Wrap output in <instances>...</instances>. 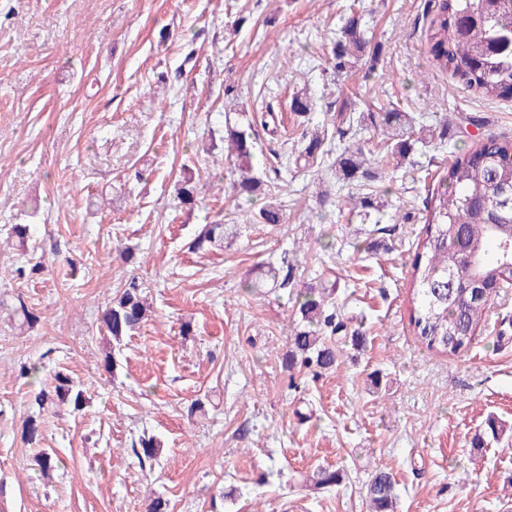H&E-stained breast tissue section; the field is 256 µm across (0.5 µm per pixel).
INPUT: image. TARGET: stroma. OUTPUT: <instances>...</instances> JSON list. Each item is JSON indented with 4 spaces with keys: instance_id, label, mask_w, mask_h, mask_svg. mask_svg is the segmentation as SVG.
Segmentation results:
<instances>
[{
    "instance_id": "1",
    "label": "stroma",
    "mask_w": 512,
    "mask_h": 512,
    "mask_svg": "<svg viewBox=\"0 0 512 512\" xmlns=\"http://www.w3.org/2000/svg\"><path fill=\"white\" fill-rule=\"evenodd\" d=\"M352 7L380 45L366 77L331 66ZM430 18L429 0H0V512H145L157 494L173 512H368L378 469L397 481L396 512H512V288L456 355L421 347L408 321L423 201L450 148L512 138V100L434 67ZM304 88L316 108L300 116L290 103ZM372 102L430 123L456 115L444 150L400 165L363 134L378 233L343 211L330 157L286 169L303 132L335 137L341 106ZM269 104L254 165L285 223L234 224L194 250L204 225L234 217L226 113ZM189 172L191 210L176 199ZM14 224L30 225L27 246ZM291 256L288 287H256ZM133 277L151 312L117 345L100 318ZM317 282L363 343L339 344L335 369L313 379L283 361L295 296ZM19 296L37 327L15 314ZM33 364L38 376L22 375ZM60 368L86 395L80 412L35 401ZM490 416L507 431L475 447ZM29 418L59 459L46 475L21 438ZM143 433L160 443L149 468L132 451ZM319 467L342 482L313 487Z\"/></svg>"
}]
</instances>
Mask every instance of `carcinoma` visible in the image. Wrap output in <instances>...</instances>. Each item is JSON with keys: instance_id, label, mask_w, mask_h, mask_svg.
Listing matches in <instances>:
<instances>
[{"instance_id": "1", "label": "carcinoma", "mask_w": 512, "mask_h": 512, "mask_svg": "<svg viewBox=\"0 0 512 512\" xmlns=\"http://www.w3.org/2000/svg\"><path fill=\"white\" fill-rule=\"evenodd\" d=\"M432 18L424 31L433 65L451 73L462 86L473 89L488 100L512 96V0H432ZM365 14L351 12L339 30L332 47L333 68L338 75H350L361 63L373 69L375 55L370 46ZM315 101L305 91L297 92L291 109L307 113ZM365 130L378 133L387 153L402 162L416 147L431 142L444 145L448 120L427 125L398 108H368L351 112L336 127V175L349 183L354 179H373L363 147L354 139ZM224 141L233 158L237 178L233 191L237 203L252 202L262 194L263 181L252 160L256 146L246 129L225 125ZM324 137L313 134L304 140L295 156V168L308 170L324 150ZM182 206L198 202L197 186L183 181L177 192ZM350 218L369 219L376 204L371 197L356 199L345 195ZM426 211L422 236L418 239L411 263L412 283L409 321L420 345L442 355H456L472 344L483 323L488 298L512 288V139L490 135L472 149L458 150L443 168L439 187L423 202ZM262 224H281L284 215L277 200L264 202L258 213L242 211ZM227 227L207 224L199 233L198 249L224 243ZM331 290L307 288L296 295V313L303 326L292 330V346L286 365L300 368L316 378L336 364V335L346 324L336 311L327 307ZM147 306L136 279L126 281L102 313L101 322L115 342L141 327L147 319ZM41 405L70 401L83 406L85 397L74 380L64 372L54 375L52 385L35 396ZM22 437L29 445L41 440L36 420H25ZM138 460L157 457L154 439L141 437ZM343 479L338 470L318 469L311 481L317 486L335 485ZM371 512H394L396 484L389 473L379 469L366 485Z\"/></svg>"}]
</instances>
